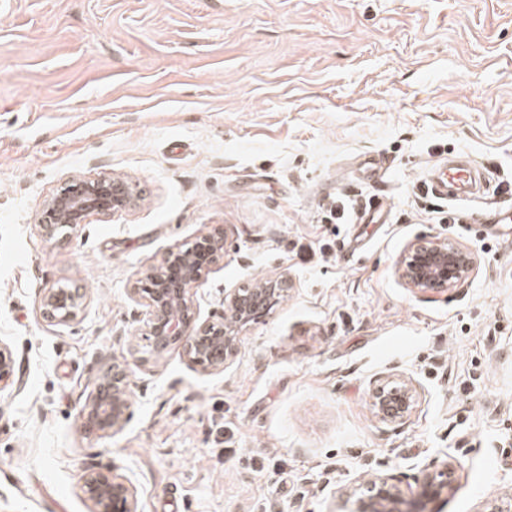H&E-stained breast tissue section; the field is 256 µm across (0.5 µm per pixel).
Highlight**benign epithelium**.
I'll list each match as a JSON object with an SVG mask.
<instances>
[{
  "label": "benign epithelium",
  "mask_w": 512,
  "mask_h": 512,
  "mask_svg": "<svg viewBox=\"0 0 512 512\" xmlns=\"http://www.w3.org/2000/svg\"><path fill=\"white\" fill-rule=\"evenodd\" d=\"M140 198L126 180L101 177L67 179L44 202L39 223L46 238L60 227L76 228L84 216L130 209ZM225 232L215 227L188 248L168 251L164 262L147 269L130 288L131 298L146 308L139 330L161 352L170 344H183L189 362L204 372L221 371L238 351L240 333L262 319L288 296V276L268 277L246 288L224 292L222 311L198 324L191 290L224 252ZM476 267L475 256L459 246L439 241L412 245L396 264L398 276L411 288L428 290L433 281L453 286L464 281ZM46 317L66 325L79 316L83 297L67 288H50L42 296ZM16 359L0 344V383L11 380ZM128 368L113 363L112 370L93 382L85 405L94 426L104 434L123 427L129 418ZM415 400V389L405 381L388 380L373 391V406L384 420L405 416ZM392 474L378 475L366 483L367 492L357 500L356 512H436L435 504L451 489V479L438 481L427 473L415 477L416 493L407 499ZM84 493L92 512H138L133 484L111 470H100L84 479Z\"/></svg>",
  "instance_id": "obj_1"
}]
</instances>
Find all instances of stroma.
Here are the masks:
<instances>
[{
    "mask_svg": "<svg viewBox=\"0 0 512 512\" xmlns=\"http://www.w3.org/2000/svg\"><path fill=\"white\" fill-rule=\"evenodd\" d=\"M456 157L485 179L442 204L427 188ZM73 175L141 200L45 239L43 204ZM345 196L354 215L327 221ZM494 208L512 209V0H0V343L17 358L0 512H91L97 465L138 512H353L375 475L411 497L449 460L437 512L512 503V223ZM218 225L200 317L262 277L291 290L204 373L182 346L153 352L129 289ZM431 240L473 250V274L408 287L395 265ZM57 286L86 295L66 325L42 313ZM116 360L130 419L81 430ZM387 377L416 387L404 419L373 409Z\"/></svg>",
    "mask_w": 512,
    "mask_h": 512,
    "instance_id": "1",
    "label": "stroma"
}]
</instances>
